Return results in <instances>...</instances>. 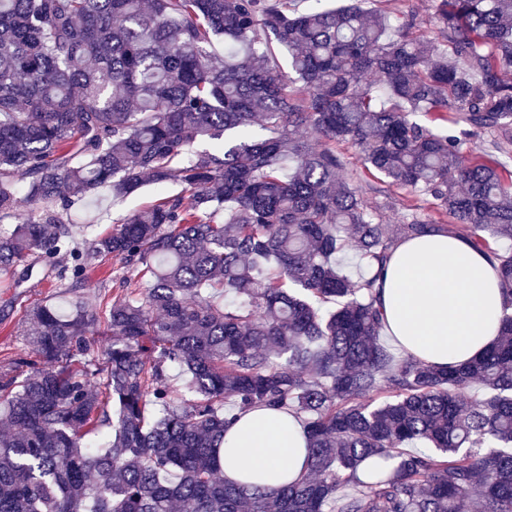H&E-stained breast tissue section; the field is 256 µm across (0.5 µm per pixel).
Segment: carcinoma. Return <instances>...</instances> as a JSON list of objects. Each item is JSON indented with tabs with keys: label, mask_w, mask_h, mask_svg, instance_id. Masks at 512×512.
Returning a JSON list of instances; mask_svg holds the SVG:
<instances>
[{
	"label": "carcinoma",
	"mask_w": 512,
	"mask_h": 512,
	"mask_svg": "<svg viewBox=\"0 0 512 512\" xmlns=\"http://www.w3.org/2000/svg\"><path fill=\"white\" fill-rule=\"evenodd\" d=\"M318 2L0 0V273L34 256L69 288L112 259L145 278L105 307L27 315L46 366L0 372V512H512V179L495 156L512 151V0H439L440 42ZM431 112L495 153L467 159L412 120ZM341 144L454 220L399 234L496 262L501 327L480 358L439 369L384 344L377 276L344 271L341 230L370 269L393 234ZM145 177L182 193L76 240L99 189L123 199ZM256 405L303 419L304 479L224 478L225 427Z\"/></svg>",
	"instance_id": "1"
}]
</instances>
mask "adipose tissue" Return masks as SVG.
Returning <instances> with one entry per match:
<instances>
[{
    "label": "adipose tissue",
    "instance_id": "adipose-tissue-1",
    "mask_svg": "<svg viewBox=\"0 0 512 512\" xmlns=\"http://www.w3.org/2000/svg\"><path fill=\"white\" fill-rule=\"evenodd\" d=\"M376 285L386 337L433 366L460 365L496 339L504 291L490 257L441 233L395 244ZM306 440L294 415L265 407L242 413L224 432V476L269 486L306 471Z\"/></svg>",
    "mask_w": 512,
    "mask_h": 512
}]
</instances>
